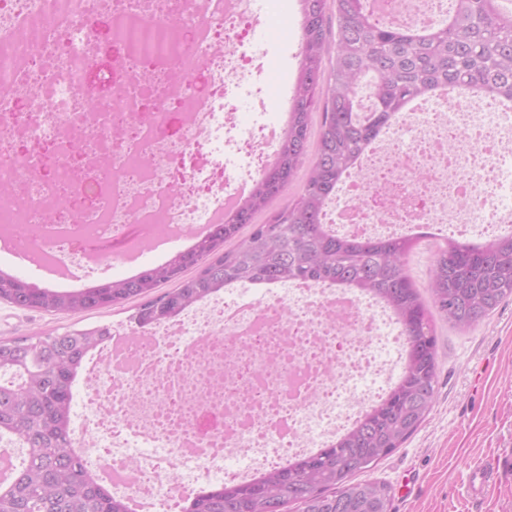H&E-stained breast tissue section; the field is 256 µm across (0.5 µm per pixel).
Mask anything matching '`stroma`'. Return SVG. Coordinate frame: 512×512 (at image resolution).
I'll use <instances>...</instances> for the list:
<instances>
[{
  "label": "stroma",
  "instance_id": "obj_1",
  "mask_svg": "<svg viewBox=\"0 0 512 512\" xmlns=\"http://www.w3.org/2000/svg\"><path fill=\"white\" fill-rule=\"evenodd\" d=\"M257 36L268 50L271 95L295 82L301 51L299 0H260ZM131 306L90 314H52L0 302V339L61 333L72 327H126ZM436 402L421 428L366 473L393 488L392 512H512V297L474 329L436 323ZM498 461L497 478L478 500L464 484L473 468Z\"/></svg>",
  "mask_w": 512,
  "mask_h": 512
}]
</instances>
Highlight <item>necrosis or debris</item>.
<instances>
[{
  "mask_svg": "<svg viewBox=\"0 0 512 512\" xmlns=\"http://www.w3.org/2000/svg\"><path fill=\"white\" fill-rule=\"evenodd\" d=\"M380 19L435 21L448 0H373ZM253 0H0V242L48 268L150 250L216 223L276 157ZM512 113L444 95L405 113L325 214L352 237L439 225L464 237L512 223ZM39 227L26 247L24 225ZM85 363L91 411L74 444L143 512H182L201 479L254 478L309 454L379 401L405 339L367 296L293 282L232 289L149 331L127 329ZM230 458L245 460L231 469Z\"/></svg>",
  "mask_w": 512,
  "mask_h": 512,
  "instance_id": "necrosis-or-debris-1",
  "label": "necrosis or debris"
}]
</instances>
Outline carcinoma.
I'll use <instances>...</instances> for the list:
<instances>
[{
	"mask_svg": "<svg viewBox=\"0 0 512 512\" xmlns=\"http://www.w3.org/2000/svg\"><path fill=\"white\" fill-rule=\"evenodd\" d=\"M333 4L336 31L327 26ZM302 41L295 94L275 165L222 224L190 248L133 276L76 291L40 288L0 269V301L21 309L89 313L136 303L140 328L180 314L231 283H331L369 293L397 317L408 339L402 375L336 441L248 483L200 489L184 512H390L393 491L358 479L400 448L425 422L438 385V316L459 330L483 322L512 296V232L483 249L444 238L424 298L406 271L420 238L357 239L323 222L346 177L362 171L370 146L397 124L402 106L478 89L512 100V0H455L438 24L393 25L366 0H301ZM317 146L299 192L267 220L305 163L313 114ZM166 283L174 287L162 293ZM112 339L107 325L0 340V438L25 449L11 480L0 482V512H129L73 447L74 387L89 351Z\"/></svg>",
	"mask_w": 512,
	"mask_h": 512,
	"instance_id": "carcinoma-1",
	"label": "carcinoma"
}]
</instances>
